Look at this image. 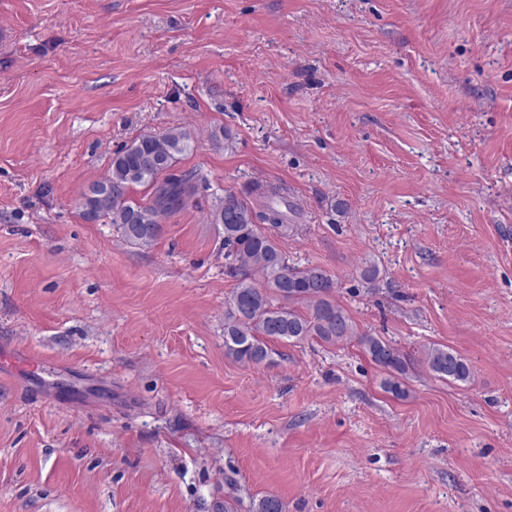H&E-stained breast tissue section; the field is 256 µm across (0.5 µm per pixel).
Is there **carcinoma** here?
<instances>
[{"label":"carcinoma","instance_id":"cac0c4a2","mask_svg":"<svg viewBox=\"0 0 512 512\" xmlns=\"http://www.w3.org/2000/svg\"><path fill=\"white\" fill-rule=\"evenodd\" d=\"M187 132L163 137L143 135L112 156L111 172L96 181L110 189L111 202L104 218L123 239L147 247L161 231L159 216L181 209L203 178L195 171L177 174L174 167L189 148ZM163 182H158L159 176ZM156 186L152 204L130 198L135 185ZM211 223L224 226V259L235 286L225 300L224 354L238 362L260 365L270 360L274 342L301 343L310 338L336 345L356 335L347 313L329 300L333 279L319 266L299 268L289 263L274 236L262 230L263 221L284 226L283 213L274 207L258 213L246 201L227 192L210 213ZM371 360L387 372L385 391L402 399L408 394L409 364L391 343L370 334L359 335ZM424 364L442 379L467 382L470 364L453 350L434 345ZM249 512H283L274 495L252 499Z\"/></svg>","mask_w":512,"mask_h":512}]
</instances>
